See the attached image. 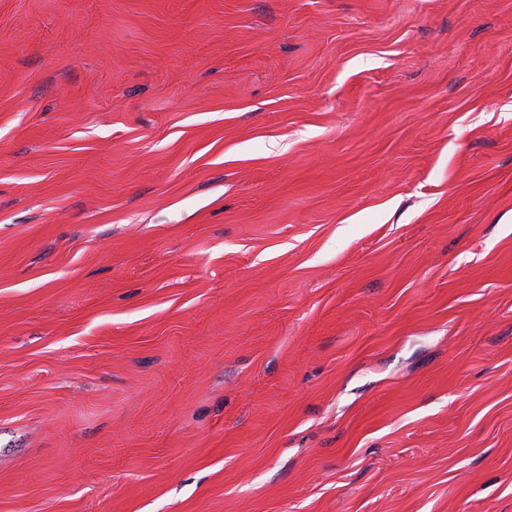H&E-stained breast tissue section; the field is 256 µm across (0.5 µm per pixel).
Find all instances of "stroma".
<instances>
[{"instance_id":"stroma-1","label":"stroma","mask_w":512,"mask_h":512,"mask_svg":"<svg viewBox=\"0 0 512 512\" xmlns=\"http://www.w3.org/2000/svg\"><path fill=\"white\" fill-rule=\"evenodd\" d=\"M0 512H512V0H0Z\"/></svg>"}]
</instances>
